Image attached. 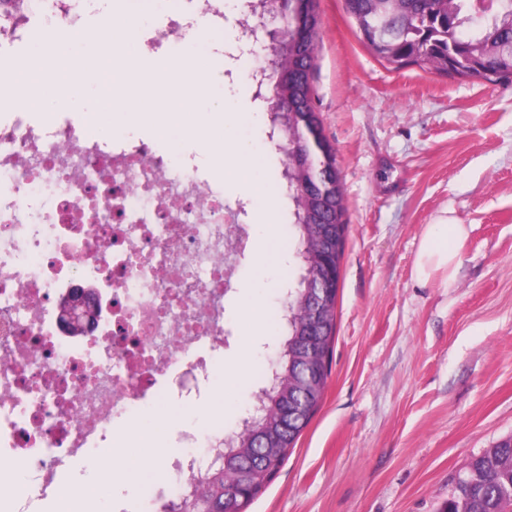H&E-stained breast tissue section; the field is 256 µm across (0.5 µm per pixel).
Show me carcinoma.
<instances>
[{
    "instance_id": "cac0c4a2",
    "label": "carcinoma",
    "mask_w": 512,
    "mask_h": 512,
    "mask_svg": "<svg viewBox=\"0 0 512 512\" xmlns=\"http://www.w3.org/2000/svg\"><path fill=\"white\" fill-rule=\"evenodd\" d=\"M476 0H345L346 11L353 18L359 39L379 60L396 69L416 65L422 70H436L459 78L489 83L512 76V0H496V10L478 16L472 5ZM317 0L289 3L291 14L302 21L307 36L296 39L293 31L280 39L275 55L267 49L273 64L288 61V84L279 93L294 106L291 112H277L272 117L278 136L285 137L294 127H306L315 135L306 150L315 155L320 173L283 160L288 182L315 177L322 185L317 195L322 199L319 214L323 223L336 230V264H341L347 237L346 205L336 151L323 135L322 123L311 107L309 74L317 59L320 25L316 15ZM304 203H293L288 234L295 252L306 245L303 225L308 219ZM305 279L289 292L284 305L288 335L280 342L282 357L279 372L288 380V388L278 400H265V414L278 433L270 442L254 439L242 452L239 467L214 471L191 481V491L198 498L209 479L218 476L224 484L239 488L237 512H245L249 503L273 480L302 431L322 402L331 372L336 332L337 295H312L305 292ZM321 301L323 324L322 349L312 362L294 339L293 328L308 322L310 315L299 304L310 307ZM441 512H512V438L471 457L458 474L452 493Z\"/></svg>"
}]
</instances>
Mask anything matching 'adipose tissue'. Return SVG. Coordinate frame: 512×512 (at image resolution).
Masks as SVG:
<instances>
[{
    "label": "adipose tissue",
    "mask_w": 512,
    "mask_h": 512,
    "mask_svg": "<svg viewBox=\"0 0 512 512\" xmlns=\"http://www.w3.org/2000/svg\"><path fill=\"white\" fill-rule=\"evenodd\" d=\"M465 235L460 224H434L423 236L417 261L416 275L421 280H429L436 273H444L454 278L457 272L458 244Z\"/></svg>",
    "instance_id": "obj_1"
}]
</instances>
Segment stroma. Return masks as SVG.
Returning a JSON list of instances; mask_svg holds the SVG:
<instances>
[{"label":"stroma","instance_id":"35a3bbf8","mask_svg":"<svg viewBox=\"0 0 512 512\" xmlns=\"http://www.w3.org/2000/svg\"><path fill=\"white\" fill-rule=\"evenodd\" d=\"M188 8V0H101L81 31L99 41L108 36L104 20L123 17L143 34ZM317 10L312 106L336 149L349 224L332 371L319 410L246 512H440L465 463L512 437V77L483 83L393 69L359 40L344 0H317ZM242 12L228 6L222 27L200 26L180 52L208 57L186 80L189 109L205 121L225 104L218 132L225 146L250 147L277 215L275 237L256 228L249 186L200 161L193 135L172 139L241 210L247 237L234 303L224 311V351L210 365L204 401L164 404L151 426L130 424L129 447L114 448L133 475L107 472L81 450L51 470L53 486L94 485L96 512H138L147 484L158 501L172 499L176 462L189 455L178 438L183 427L202 434L219 415L225 432L240 427L277 344L274 329L253 336L249 310L278 309L298 274L283 244L292 202L283 155L269 138L272 92L253 82L255 58L229 64L249 37ZM111 88L112 70L101 66L75 101L56 105V124L106 111ZM445 221L466 228L457 275L419 281L420 241ZM148 431L156 444L140 447Z\"/></svg>","mask_w":512,"mask_h":512}]
</instances>
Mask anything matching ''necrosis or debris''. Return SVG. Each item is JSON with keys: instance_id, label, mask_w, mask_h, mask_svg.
<instances>
[{"instance_id": "4bbe7bcc", "label": "necrosis or debris", "mask_w": 512, "mask_h": 512, "mask_svg": "<svg viewBox=\"0 0 512 512\" xmlns=\"http://www.w3.org/2000/svg\"><path fill=\"white\" fill-rule=\"evenodd\" d=\"M0 8V47H17L33 22L79 28L95 0H14ZM141 45L142 57L183 44L198 22L224 20V0H190ZM145 142L107 145L63 124L42 132L0 123V448L50 467L66 453L100 452L129 420L206 379L224 348L228 252L237 212L196 168L158 157ZM91 308L71 335L52 295ZM205 347L208 357H192Z\"/></svg>"}]
</instances>
